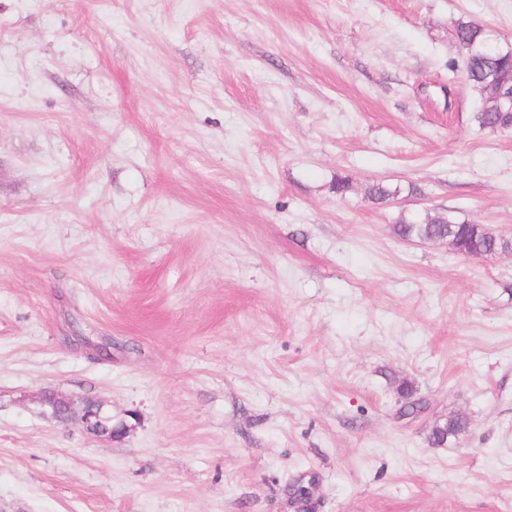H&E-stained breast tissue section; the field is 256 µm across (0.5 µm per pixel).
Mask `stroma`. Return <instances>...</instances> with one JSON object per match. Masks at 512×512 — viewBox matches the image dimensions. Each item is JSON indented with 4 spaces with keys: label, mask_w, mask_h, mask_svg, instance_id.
<instances>
[{
    "label": "stroma",
    "mask_w": 512,
    "mask_h": 512,
    "mask_svg": "<svg viewBox=\"0 0 512 512\" xmlns=\"http://www.w3.org/2000/svg\"><path fill=\"white\" fill-rule=\"evenodd\" d=\"M462 16L512 45V0H0V512H512V253L393 233L512 231ZM393 231L400 239L430 240L435 236L448 235L462 243L465 252H487L498 247L501 242H509L483 224L458 223L442 215L426 217L423 220L408 219L401 215L395 222ZM37 399L53 418L60 422L76 419L91 435L112 438L123 429L113 426L112 408L104 399L85 400L58 391L42 393ZM467 427V422L460 417L449 416L446 421L438 423L430 431L428 442L433 446H443L451 438H456Z\"/></svg>",
    "instance_id": "1"
}]
</instances>
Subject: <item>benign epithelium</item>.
Instances as JSON below:
<instances>
[{"mask_svg": "<svg viewBox=\"0 0 512 512\" xmlns=\"http://www.w3.org/2000/svg\"><path fill=\"white\" fill-rule=\"evenodd\" d=\"M38 403L60 422L78 420L91 435L111 438L120 431L112 424V408L104 399L85 400L56 391L40 394Z\"/></svg>", "mask_w": 512, "mask_h": 512, "instance_id": "7a95c632", "label": "benign epithelium"}]
</instances>
